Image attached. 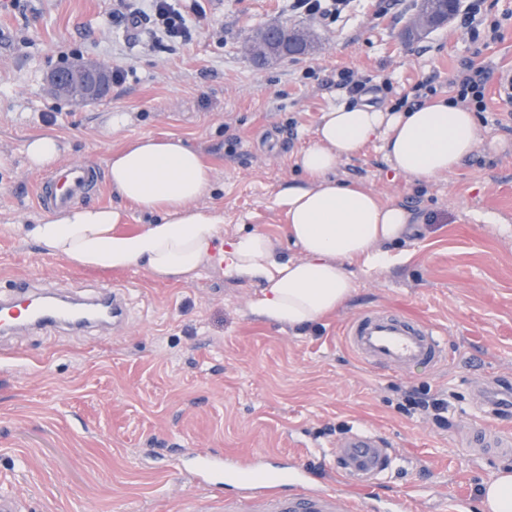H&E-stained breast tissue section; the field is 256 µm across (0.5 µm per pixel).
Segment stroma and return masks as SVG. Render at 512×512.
<instances>
[{"label": "stroma", "instance_id": "obj_1", "mask_svg": "<svg viewBox=\"0 0 512 512\" xmlns=\"http://www.w3.org/2000/svg\"><path fill=\"white\" fill-rule=\"evenodd\" d=\"M201 33L172 49L148 48L146 28L113 20L115 0H19L0 12V293L16 281L83 298L117 284L132 311L119 334L32 331L0 335V492L25 512H191L220 489L202 488L181 463L202 449L241 461L259 454L312 465L334 486L330 454L349 429L387 438L398 457L379 494L431 488L418 512H448L452 497L480 512V490L512 455H470L460 435L512 418L487 412L476 387L512 392V104L485 86L476 120L484 140L449 177L417 183L389 168L378 145L342 161L337 180L406 207L420 221L386 268L355 271V290L306 329L261 321L259 283L202 267L189 284L147 271L80 269L11 232L45 216L25 144L48 131L63 159L106 167L112 152L145 136H178L200 152L213 179L199 206L224 212V235L257 230L277 258L299 257L276 205L303 182L295 155L323 112L347 102L340 71L367 77L393 107L421 83L448 94V74L473 61L497 74L512 66V0H484L502 23L492 43L456 24L407 35L419 0H352L339 17L298 16L288 0H202ZM288 22L313 47L264 66L245 55L256 29ZM127 70L124 83L83 103L54 97L46 80L77 59ZM58 115L55 125L42 113ZM401 310L439 328L449 364L407 373L372 371L344 347L347 322L366 309ZM413 390L448 400V426L403 408Z\"/></svg>", "mask_w": 512, "mask_h": 512}]
</instances>
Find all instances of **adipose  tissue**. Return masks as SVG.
<instances>
[{
	"label": "adipose tissue",
	"instance_id": "1",
	"mask_svg": "<svg viewBox=\"0 0 512 512\" xmlns=\"http://www.w3.org/2000/svg\"><path fill=\"white\" fill-rule=\"evenodd\" d=\"M481 135L474 112L442 96L396 111L363 95L324 112L312 144L295 160L306 182L288 184L277 196L288 238L301 253L297 259H278L257 231L225 237L223 213L196 205L211 184L210 167L174 136L139 139L108 159L112 193L157 214L155 223L125 232L119 208L75 204L12 230L79 268L137 267L187 284L203 266L216 265L227 277L262 283L253 305L258 317L306 328L352 294L348 263L361 262L367 271L395 263L387 244L417 221L408 209L338 181L334 173L341 161L376 143L393 170L426 182L453 175Z\"/></svg>",
	"mask_w": 512,
	"mask_h": 512
}]
</instances>
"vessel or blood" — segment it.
I'll list each match as a JSON object with an SVG mask.
<instances>
[{
    "mask_svg": "<svg viewBox=\"0 0 512 512\" xmlns=\"http://www.w3.org/2000/svg\"><path fill=\"white\" fill-rule=\"evenodd\" d=\"M103 181L99 169L83 162L55 168L37 182V200L41 207L60 209L95 195ZM94 305L103 309L113 325L129 318L128 293L123 289H102ZM83 303L65 297L36 296L29 286L15 288L6 302L0 303V329L20 327L75 329ZM343 342L363 365L375 369L410 371L436 368L448 359V349L438 328L432 323L403 313L368 309L345 326ZM466 445L479 455L512 454V435L487 426L471 431ZM395 460L394 451L379 435L352 431L336 446L334 463L339 489L315 485L306 469H298L289 482L267 487L261 485L247 468L231 470V477L242 486L233 497L219 499V512H360L357 492L381 484Z\"/></svg>",
    "mask_w": 512,
    "mask_h": 512,
    "instance_id": "obj_1",
    "label": "vessel or blood"
}]
</instances>
